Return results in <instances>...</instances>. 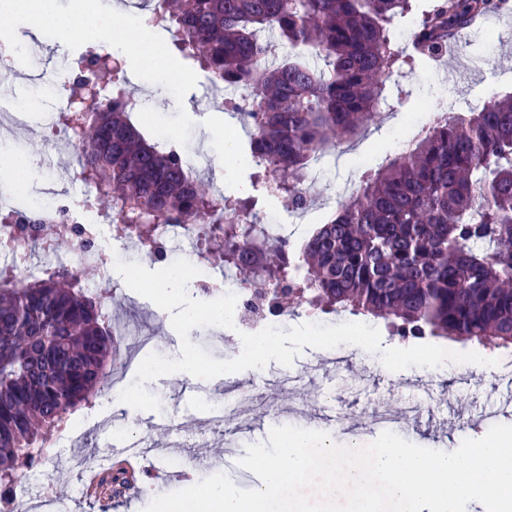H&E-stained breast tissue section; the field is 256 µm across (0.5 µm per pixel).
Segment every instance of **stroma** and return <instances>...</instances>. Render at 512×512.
<instances>
[{
	"label": "stroma",
	"instance_id": "35a3bbf8",
	"mask_svg": "<svg viewBox=\"0 0 512 512\" xmlns=\"http://www.w3.org/2000/svg\"><path fill=\"white\" fill-rule=\"evenodd\" d=\"M196 87L176 103L164 88L136 83L126 75L125 86L136 97L160 106L161 114L174 115L184 108L197 128L223 122L235 130L236 138L229 148L205 144L204 149L214 164H224L227 154L242 158L233 181L216 180V188L224 195H234L235 183L247 188L248 196L257 200L258 212L276 213L281 223L291 230L290 242L300 247L314 229L339 206L348 204L350 192L345 182L360 183L364 173L378 165L386 156L397 152L412 127L432 122L442 106L466 110L484 102L512 93V12L494 13L484 28L463 31L458 38L455 55L441 60L423 59L400 79L405 98L392 102L372 124L366 135L351 144L329 151L325 163L329 174L308 186L313 202L305 213L296 211L287 198L268 193L254 179L256 169L249 163L250 133L236 113L225 109L221 100L204 104L203 92L211 89L208 72L195 66ZM46 132L37 117H28L23 125L0 132V169L6 168L10 157L24 151L38 157L39 162L28 184V193L41 195L44 188L60 190L61 200L74 215L91 204L85 196L77 173L75 147L64 144L44 150ZM83 277L95 289L121 286L112 300L113 323H130L142 334L157 336L156 353L168 358L180 355L181 340L173 329L170 314L152 301L122 285V277L114 267L101 270L87 268ZM190 339L219 360L237 358L243 349L239 334L232 329L207 326L192 329ZM144 352H132L131 363L121 371L120 386L112 387L91 404L79 407L67 416V425L50 436L45 447L48 463L33 473H20L15 494L23 512H144L153 497L187 488L202 478L198 458L205 448L220 451L234 449L236 457H244L247 445L266 441L272 427L296 425L293 409H307L312 414L338 415L345 424L330 437L336 444H347L349 437H358L370 444L379 435L367 420L375 405L392 407L404 415L405 400L412 397H447L453 413V427L434 431L430 415H423L417 427L398 428L406 440L426 448L455 451L464 439L485 435L496 424L512 425V410L498 409L500 380L495 374L456 371L447 377L434 375L425 368L412 367L399 372L387 370L378 355L345 345L334 349L305 348L291 366L269 362L261 369H247L223 374L208 380L178 372L148 382L147 389L161 405L157 411H140L118 400L121 386L129 385L144 359ZM300 376L304 385L288 397H276L265 408L254 411L247 421L214 427L205 424L206 411L222 401L229 388L247 390L249 384L282 375ZM138 420L139 430L151 450L134 467L137 484L151 485L148 493H127L120 498H101L89 483L83 461L101 456L115 464L112 444L115 439L130 436V420ZM180 441L179 453H169L166 439Z\"/></svg>",
	"mask_w": 512,
	"mask_h": 512
}]
</instances>
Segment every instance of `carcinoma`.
I'll return each mask as SVG.
<instances>
[{
  "label": "carcinoma",
  "instance_id": "cac0c4a2",
  "mask_svg": "<svg viewBox=\"0 0 512 512\" xmlns=\"http://www.w3.org/2000/svg\"><path fill=\"white\" fill-rule=\"evenodd\" d=\"M149 18L174 28L211 82L249 92L234 106L252 125L255 178L300 206L312 157L357 140L388 104L395 73L448 53V35L503 0H434L415 24L414 52L394 48L391 25L412 0H148ZM288 54L276 55L277 45ZM324 61L311 65L310 57ZM108 55L86 51L74 84L83 112L63 116L76 136L82 180L103 209L120 207L119 235L154 260L160 224L204 230L224 265L261 292L288 289V306L349 309L391 320L403 339L453 336L512 344V95L449 112L364 176L355 198L305 243L262 242L241 220L250 198L214 195L185 171L178 146L161 149L133 125L134 99ZM52 239L51 252L90 245ZM104 297L73 267L35 278L0 270V484L43 454L65 415L102 394L121 364Z\"/></svg>",
  "mask_w": 512,
  "mask_h": 512
}]
</instances>
